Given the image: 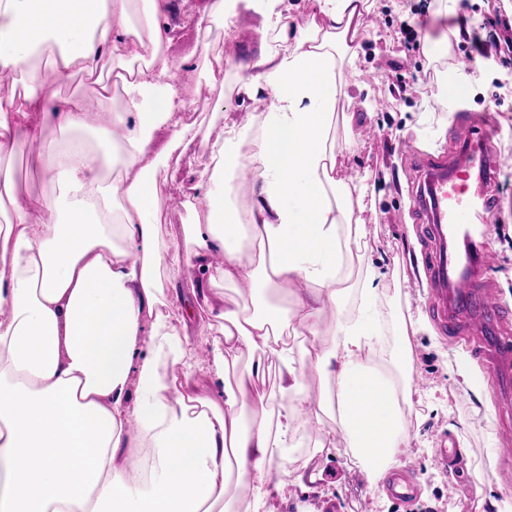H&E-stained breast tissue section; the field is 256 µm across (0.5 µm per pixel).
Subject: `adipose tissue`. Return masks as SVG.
<instances>
[{
	"label": "adipose tissue",
	"instance_id": "obj_1",
	"mask_svg": "<svg viewBox=\"0 0 512 512\" xmlns=\"http://www.w3.org/2000/svg\"><path fill=\"white\" fill-rule=\"evenodd\" d=\"M280 2L248 0L284 49L250 65L271 104L248 136L246 210L224 179L235 122L207 141L209 162L195 174L207 219L186 227L191 259L209 282L253 293L217 310L224 330L207 389L177 328L184 316L162 294L180 259L156 226L167 194L157 161L193 141L184 101L162 88L173 68L162 51L169 0H0V72L25 77L23 92L0 102V161L19 143L41 142L39 169L70 197L58 218L56 201L17 192L0 173L12 209L0 225V512H230L228 489L252 477L263 512L281 490L273 474L288 467L309 367L325 381L317 407L332 420L322 442L341 437L369 486L404 455L391 373L410 366L407 331L381 363L375 270L356 309L345 306L346 257L365 222L336 177L333 107L336 70L357 52L368 0H315L298 23ZM75 70L95 79L100 99L112 75L127 95L109 116L81 100L54 113L60 131L93 134V150L45 139L35 117ZM161 127L170 132L163 143L153 138ZM295 324L319 346L311 365L281 342Z\"/></svg>",
	"mask_w": 512,
	"mask_h": 512
}]
</instances>
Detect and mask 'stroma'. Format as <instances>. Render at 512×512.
<instances>
[{"label": "stroma", "mask_w": 512, "mask_h": 512, "mask_svg": "<svg viewBox=\"0 0 512 512\" xmlns=\"http://www.w3.org/2000/svg\"><path fill=\"white\" fill-rule=\"evenodd\" d=\"M207 0H170L169 21L175 32L167 54L176 64L171 84L198 92L195 118L199 124L193 144L162 161L169 195L160 209L163 240L176 239L181 253L192 244L183 238L185 225L200 219L189 204V174L208 161L205 136L209 126L234 120L249 132L260 111L270 105L265 95L247 91V66L271 52L270 32L259 13L245 0L236 4V23L224 41L222 81L212 82L211 58L200 55L206 30L200 19ZM512 21V0H433L421 12L419 0H371L359 27L360 50L356 63L339 68L341 93L336 99L335 136L337 175L347 191L368 181L372 192L365 198V234L353 254L354 267H374L381 276L373 287L380 299L382 331L378 344L391 352L397 343L398 324L408 326L411 374L424 380L413 388L404 406L402 433L407 454L415 458L417 495L413 502L390 497L383 488L369 487L359 466L343 461L339 449L317 448V432L302 425L288 451L289 469L280 473L281 493L272 499V512H322L338 504L340 512H498L504 493L512 489V467L499 463L496 419L499 404L492 383L475 390L462 377L478 370L467 359L468 342L444 337L428 311L426 229L412 211L413 169L417 156L445 155L456 141L459 111L492 113L495 134L491 146L499 156V205L485 229V242L496 255L486 274L500 303L512 309V56L505 54L506 31L502 20ZM416 35L406 43V30ZM484 50L476 58L473 81L463 103L439 95L441 72L451 59L468 54L473 41ZM390 102V109H370L369 101ZM375 135L360 139V126ZM19 191L56 198L59 191L42 174L27 147L10 161ZM197 272L182 265L176 286H165V297H179L186 310V332L194 346L198 374L207 371L208 350L219 332L209 325L208 307L223 292V285L200 288ZM456 445V464L443 468L437 453L446 440ZM319 470L323 478L310 489L294 480L300 468ZM459 492L448 496V483Z\"/></svg>", "instance_id": "stroma-1"}]
</instances>
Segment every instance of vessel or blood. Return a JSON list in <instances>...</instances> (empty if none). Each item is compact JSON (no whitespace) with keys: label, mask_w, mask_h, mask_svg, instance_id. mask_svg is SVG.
Returning <instances> with one entry per match:
<instances>
[{"label":"vessel or blood","mask_w":512,"mask_h":512,"mask_svg":"<svg viewBox=\"0 0 512 512\" xmlns=\"http://www.w3.org/2000/svg\"><path fill=\"white\" fill-rule=\"evenodd\" d=\"M490 121L461 114L451 156H427L417 207L427 220L430 247L428 286L438 329L445 336L466 337L470 355L497 390V420L503 465L512 464V310L503 307L484 277L493 262L478 231L491 214L497 159ZM413 463L387 481L397 499L414 498Z\"/></svg>","instance_id":"vessel-or-blood-1"}]
</instances>
